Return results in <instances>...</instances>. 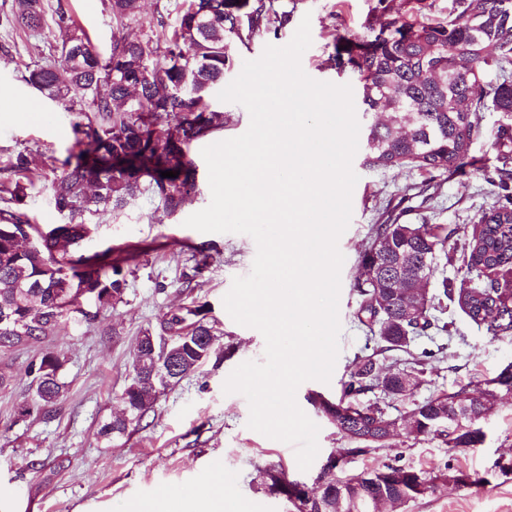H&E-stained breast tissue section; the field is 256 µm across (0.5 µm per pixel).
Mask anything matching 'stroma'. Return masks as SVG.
Instances as JSON below:
<instances>
[{
	"label": "stroma",
	"instance_id": "1",
	"mask_svg": "<svg viewBox=\"0 0 512 512\" xmlns=\"http://www.w3.org/2000/svg\"><path fill=\"white\" fill-rule=\"evenodd\" d=\"M12 0H0V184L16 180L12 164L25 154L30 171L27 196L20 207L32 223L48 228L64 223L50 202V185L62 163L76 152L73 124L78 116L65 111L23 79L28 67L48 60L59 49L62 35L53 22L57 6H64L89 34L101 52L109 54L114 35L149 34L157 16L175 19L183 0H143L135 18L117 25L109 0H43L48 23L31 32L3 18ZM287 12L288 23L278 32H261L248 45L236 49L237 63L259 58L266 45L283 46L294 36L303 17L311 19L310 47L301 57L312 79L348 84L354 99L362 85L351 72L336 70L331 57L336 34L366 33L381 18L378 0H275ZM35 112H26L27 104ZM224 128L191 147L197 166V191L176 213H168L157 197L145 193L132 199L119 214L90 217L91 236L78 254L90 256L106 250L131 249L136 259L125 266L126 289L122 302L101 310L93 323L73 322L54 331L44 345L28 347L0 357V371L8 381L0 387V512H124L127 505L170 494L185 512H204L203 497L213 471L224 477L226 512H288L287 500L267 486L264 471L285 470L289 479L312 482L322 464L348 442L336 433L308 399L318 392L339 398L354 360L367 343V332L356 314L359 297L354 290L358 253L379 222L385 206L406 213L407 221L442 224L452 230L447 254L434 260L428 287L445 276L467 279L462 262L474 221L501 204L504 192L494 182L498 165L487 135L503 120L501 113L481 115L483 134L471 153L477 167L452 176L427 174L410 167L369 169L364 151H357L352 167L358 181L352 194V218L339 239L345 257L339 300L340 353L330 383L303 382L297 389L300 408L320 428L319 453L308 470H300L293 445L271 439L247 426L250 410L240 394H225L223 385L241 363L264 358L265 340L253 328L237 324L223 305L232 280L248 275L256 255L255 241L245 234L202 233L185 227L191 214L211 201L203 147L243 134L250 116L240 104L223 102ZM428 183L420 196L408 186ZM205 302L218 331L206 363L180 384L160 394L140 427L121 436L102 437V425L118 415L120 395L132 374L138 336L156 327L167 311ZM448 332L415 339L410 353L392 351L378 362L390 370L407 365L410 355L436 351L427 361L423 382L407 398L366 393L363 403H379L397 420L440 391L460 384L494 378L512 364V335L492 336L477 327L454 304L442 314ZM50 349L63 362L66 384L63 397L49 416L20 417L32 399L29 363L42 349ZM485 440L465 452H449L442 437L417 441L394 437L388 447L344 459L346 474L359 476L385 464L409 465L427 472L453 464L456 470L477 471L488 479L480 488L444 483L409 502L404 512H512V473L494 469L496 459H512V398L502 400L483 422Z\"/></svg>",
	"mask_w": 512,
	"mask_h": 512
}]
</instances>
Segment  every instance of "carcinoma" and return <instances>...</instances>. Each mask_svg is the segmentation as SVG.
Masks as SVG:
<instances>
[{
    "label": "carcinoma",
    "instance_id": "carcinoma-1",
    "mask_svg": "<svg viewBox=\"0 0 512 512\" xmlns=\"http://www.w3.org/2000/svg\"><path fill=\"white\" fill-rule=\"evenodd\" d=\"M379 0L385 20L364 34H338L332 60L336 69L350 70L362 83L367 114L392 110L391 120L372 121L366 129L365 165L377 169L403 166L427 174L461 173L476 165L470 156L481 134V112L491 108L506 115L490 139L500 166L499 184L512 180V0H448V13H427L425 0H409L405 13H394ZM117 23L136 15L140 0H110ZM11 22L37 31L44 25L41 0H14ZM54 22L65 29L61 65L48 62L28 70L25 82L68 112L94 117L74 124L78 151L62 164L51 182L50 200L67 222L44 230L19 210H0V353L42 343L54 328L82 314L91 323L98 311L123 299L126 280L122 264L128 257L103 254L74 257L88 238L86 216L118 213L129 200L149 192L171 214L179 211L195 188L193 143L224 128L223 113L212 105L214 90L234 65L238 45L257 32L282 29L288 12H278L272 0H183L175 23L163 16L153 23V35L121 36L102 56L86 31L58 7ZM491 69L501 80L484 86ZM179 172L163 178L161 172ZM404 212L385 209L372 226L368 243L359 253L360 297L357 318L367 328L372 353L357 358L338 399L321 394L312 402L321 415L349 441L365 450L386 447L380 425L399 426L405 437L418 440L443 436L448 448L464 452L481 444L485 420L484 383L431 396L413 409V418L399 422L360 396L378 389L403 396L405 376L421 383L428 351L411 367L386 378L377 363L383 352L410 353L417 336L448 331L438 317L446 302L494 336L512 334V284L500 277L512 272V197L484 213L473 229L463 262L469 284L443 278L428 305L404 320L406 302L413 298L419 272L432 274V261L445 251L448 228L412 224ZM84 298L96 307L85 313ZM211 309L195 306L194 318L179 309L166 312L159 326L138 337L132 376L121 394L122 415L101 428L110 438L139 426L158 395L179 384L211 356L215 340ZM170 344L161 348V337ZM156 348H151L150 339ZM63 362L44 351L28 366L33 376L32 402L52 408L62 396ZM467 403L469 419L458 422L456 401ZM379 480L369 484L338 473L317 497H288L284 473L270 467L269 488L287 496L295 512H376L381 500L397 510L431 490L433 482L454 474L453 467L434 475L411 466L385 464L374 469Z\"/></svg>",
    "mask_w": 512,
    "mask_h": 512
}]
</instances>
